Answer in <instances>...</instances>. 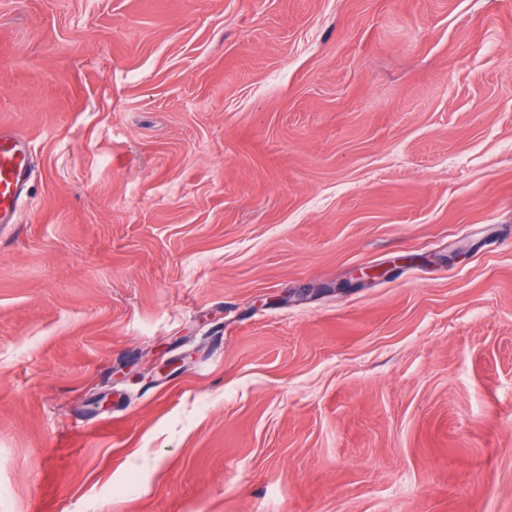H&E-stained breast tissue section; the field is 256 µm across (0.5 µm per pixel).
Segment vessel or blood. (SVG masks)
<instances>
[{
    "instance_id": "obj_1",
    "label": "vessel or blood",
    "mask_w": 512,
    "mask_h": 512,
    "mask_svg": "<svg viewBox=\"0 0 512 512\" xmlns=\"http://www.w3.org/2000/svg\"><path fill=\"white\" fill-rule=\"evenodd\" d=\"M32 173L29 142L14 131L0 128V224L16 223Z\"/></svg>"
}]
</instances>
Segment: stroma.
I'll return each instance as SVG.
<instances>
[{
    "instance_id": "35a3bbf8",
    "label": "stroma",
    "mask_w": 512,
    "mask_h": 512,
    "mask_svg": "<svg viewBox=\"0 0 512 512\" xmlns=\"http://www.w3.org/2000/svg\"><path fill=\"white\" fill-rule=\"evenodd\" d=\"M2 124L0 512H512V0H0ZM32 173L29 142L12 130L0 128V224L17 223Z\"/></svg>"
}]
</instances>
